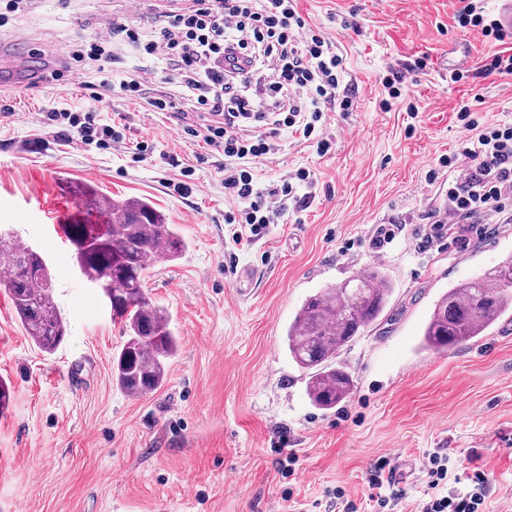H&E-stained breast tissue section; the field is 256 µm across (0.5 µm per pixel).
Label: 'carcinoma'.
<instances>
[{
	"instance_id": "carcinoma-1",
	"label": "carcinoma",
	"mask_w": 512,
	"mask_h": 512,
	"mask_svg": "<svg viewBox=\"0 0 512 512\" xmlns=\"http://www.w3.org/2000/svg\"><path fill=\"white\" fill-rule=\"evenodd\" d=\"M90 211L112 216L93 233L88 224H68L65 234L87 279L109 290L112 312L121 318L127 340L113 359L112 378L127 393L143 394L164 382L178 338L167 316L146 297L144 271L157 255L174 260L187 243L173 224L145 199L114 200L87 191ZM0 266L15 312L35 346L54 352L66 334L55 304L50 269L42 255L9 237L0 242ZM392 293L379 270L353 277L308 296L286 331L288 353L308 375L307 394L321 410L348 397L353 381L336 365L338 352L382 315ZM512 310V260L485 278L458 283L442 294L422 329V347L446 352L477 339Z\"/></svg>"
}]
</instances>
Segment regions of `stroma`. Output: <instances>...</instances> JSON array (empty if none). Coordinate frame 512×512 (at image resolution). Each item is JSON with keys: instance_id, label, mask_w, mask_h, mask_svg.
Returning <instances> with one entry per match:
<instances>
[{"instance_id": "stroma-1", "label": "stroma", "mask_w": 512, "mask_h": 512, "mask_svg": "<svg viewBox=\"0 0 512 512\" xmlns=\"http://www.w3.org/2000/svg\"><path fill=\"white\" fill-rule=\"evenodd\" d=\"M146 2L134 12L125 0H29L0 26V42L40 48L43 65L58 68L104 17L150 33L159 0ZM461 6L298 0L300 15L342 56L341 83L354 89L358 109L327 112L335 144L324 156L298 134L280 133L256 180L269 187L305 168L312 196L250 242H234L235 227L224 221L223 155L185 142L145 102L108 98V117L126 127L124 149L53 141L28 150L39 112L82 104L83 91L45 79L22 94L0 93L23 117L0 121V228L44 255L67 329L54 353L40 351L0 288V378L12 390L0 415V512H332L328 490L364 497L382 455L406 492L398 512H416L423 454L439 448L462 468L478 453L490 487L486 512H512V317L446 353L420 347L443 292L512 260V223L463 251L420 253L411 239L380 255L368 248L374 225L420 228L441 205L446 186L427 172L465 134L460 103L483 123H512V76L482 71L504 46L461 28ZM456 42L467 59L458 83L447 67ZM421 56L427 69L402 91L417 115L383 111L380 78ZM144 139L156 155L131 162L125 149ZM167 154L194 168L191 194L168 189L178 171L164 163ZM77 183L117 200H150L188 243L179 258H154L145 273V291L179 343L163 385L141 396L112 379L123 327L73 262L62 230L91 219L71 191ZM244 269L254 274L245 286L237 278ZM375 269L392 283L390 302L337 357L353 379L349 396L317 409L285 348L287 326L320 288Z\"/></svg>"}]
</instances>
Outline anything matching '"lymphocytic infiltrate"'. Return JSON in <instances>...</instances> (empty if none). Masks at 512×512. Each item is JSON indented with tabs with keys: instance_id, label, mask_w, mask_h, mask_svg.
<instances>
[{
	"instance_id": "obj_1",
	"label": "lymphocytic infiltrate",
	"mask_w": 512,
	"mask_h": 512,
	"mask_svg": "<svg viewBox=\"0 0 512 512\" xmlns=\"http://www.w3.org/2000/svg\"><path fill=\"white\" fill-rule=\"evenodd\" d=\"M163 17L147 37L119 19H106L103 30L74 57L80 66H95L100 76L98 89L89 94L91 106L47 108L39 125L54 139L108 150L122 143L123 136L101 117L97 103L112 91L144 100L153 112L181 122L183 139H200L222 151L229 204L224 221L248 225L252 235H260L287 215L289 201L298 199L300 188L311 181L309 171L300 169L263 189L254 179V166L276 153L275 137L285 129L315 139L318 153H328L332 140L321 131L325 112L358 107L355 96L337 92L343 61L299 15L296 0H168ZM117 42L152 57V64L113 80L108 64ZM160 68L179 77L180 95H149ZM184 99L193 111L209 114L204 128L187 123L180 106ZM458 119L469 136L428 172L433 180L442 168L453 176L444 207L428 213L426 231L413 233L420 252L446 244L467 247L512 214V123L479 125L465 103ZM449 463L441 452L426 454L423 473L431 494L419 501V512H483L489 495L484 471L475 466L457 473ZM390 464L388 457L377 459L363 500L336 489L338 512L364 507L395 512L405 493L389 475Z\"/></svg>"
}]
</instances>
